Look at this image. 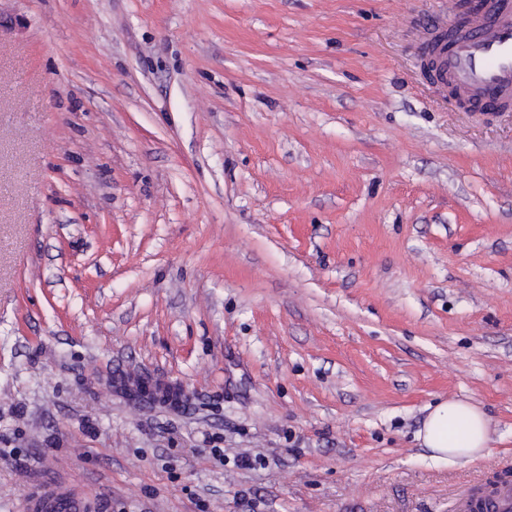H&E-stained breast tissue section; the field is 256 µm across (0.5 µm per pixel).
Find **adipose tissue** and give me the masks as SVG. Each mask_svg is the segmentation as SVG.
Segmentation results:
<instances>
[{
	"instance_id": "1",
	"label": "adipose tissue",
	"mask_w": 512,
	"mask_h": 512,
	"mask_svg": "<svg viewBox=\"0 0 512 512\" xmlns=\"http://www.w3.org/2000/svg\"><path fill=\"white\" fill-rule=\"evenodd\" d=\"M418 437L434 461L448 465L482 455L489 443L484 414L456 401L437 404Z\"/></svg>"
}]
</instances>
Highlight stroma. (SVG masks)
<instances>
[{
	"label": "stroma",
	"mask_w": 512,
	"mask_h": 512,
	"mask_svg": "<svg viewBox=\"0 0 512 512\" xmlns=\"http://www.w3.org/2000/svg\"><path fill=\"white\" fill-rule=\"evenodd\" d=\"M448 22L0 0V512L45 477L107 512H453L512 470V112L437 93ZM443 400L482 457L431 459ZM140 395L129 388L123 386V391L127 396L135 400L149 401L150 403L168 409H180L184 407V399L190 396L184 387L173 385H162L145 381L141 384ZM423 445L439 463L455 464L482 455L489 447L484 414L461 402L437 404L418 433Z\"/></svg>",
	"instance_id": "stroma-1"
}]
</instances>
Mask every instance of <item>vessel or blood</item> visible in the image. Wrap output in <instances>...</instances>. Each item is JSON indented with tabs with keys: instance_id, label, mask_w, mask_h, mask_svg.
<instances>
[{
	"instance_id": "vessel-or-blood-1",
	"label": "vessel or blood",
	"mask_w": 512,
	"mask_h": 512,
	"mask_svg": "<svg viewBox=\"0 0 512 512\" xmlns=\"http://www.w3.org/2000/svg\"><path fill=\"white\" fill-rule=\"evenodd\" d=\"M424 52L435 80L459 99L492 96L512 107V0H484L480 10L456 23L450 39L427 38ZM491 512H512V479H497L462 492L456 512H475L480 500ZM85 496L44 488L31 499L27 512H92Z\"/></svg>"
}]
</instances>
